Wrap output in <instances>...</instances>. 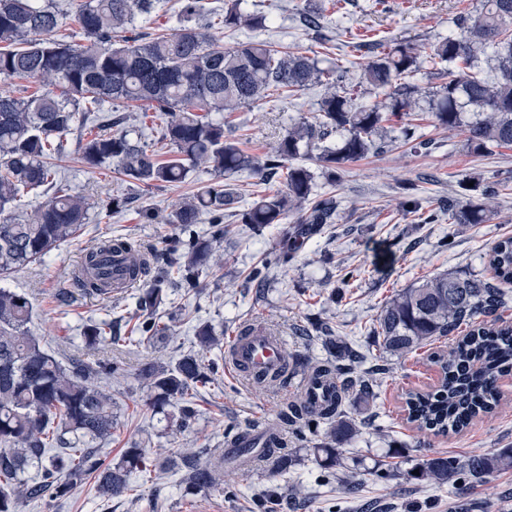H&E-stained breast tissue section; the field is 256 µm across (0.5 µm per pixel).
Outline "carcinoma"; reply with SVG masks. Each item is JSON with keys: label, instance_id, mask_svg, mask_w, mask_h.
I'll use <instances>...</instances> for the list:
<instances>
[{"label": "carcinoma", "instance_id": "carcinoma-1", "mask_svg": "<svg viewBox=\"0 0 512 512\" xmlns=\"http://www.w3.org/2000/svg\"><path fill=\"white\" fill-rule=\"evenodd\" d=\"M157 0H78L74 21L83 36L76 42L60 36L63 14L53 0H0V275L39 261L72 239L88 223L90 204L58 185L52 160L66 151L67 136L80 129V159L90 169L113 168L125 181L151 189L186 181L194 172L210 175L197 183L174 210L169 224H199L210 216L208 237L187 251L158 264L155 252L123 238H104L90 247L73 272L71 287L60 288L64 304L79 292L109 299L121 278L143 276L136 311L143 321L136 336H117L112 323L93 322L83 332L90 349L101 345L140 346L172 334L170 322L158 313L167 289L180 285L198 291L199 274L210 267L214 243L224 238V211L239 203L235 185L224 181L248 173L262 181L282 179L283 189L265 193L239 211L240 223L254 229L281 224L284 253L291 254L323 226L334 221L336 201L314 190V176L294 161L317 151L314 161L334 183L338 170L381 149L376 135L382 123L416 108L417 85L410 78L422 64L446 63V81L433 92L435 125L451 131L466 127L476 151L512 145V0H483L477 16L462 17L463 33L448 36L422 52L411 41L377 51L361 66L360 85L386 97L357 102L355 87L343 84L346 68L319 55L280 50L249 39L224 46L212 33V18L226 29L251 31L266 27L267 15L241 8L242 0H226L218 13L207 0H181L179 26L153 34L137 18L149 15ZM494 49L496 76L483 78L480 67L487 49ZM17 80L35 85L21 90ZM311 85L324 87L313 121L291 124L277 146L264 156L248 153L241 142L224 134V114L269 102ZM134 103L137 117L162 120L161 138L169 156L133 136V127L116 115L101 120L106 102ZM41 190L49 197L25 215L15 213L21 198ZM471 195L452 205L457 224H483L494 186L475 183ZM494 278L512 283V237L499 239L488 253ZM508 303L498 286L456 271L439 273L392 295L376 318L383 349L405 357L461 326L468 328L437 358L440 378L428 392L408 391V420L421 431L459 433L482 414L494 412L499 381L512 371V325L493 326L477 320ZM32 303L22 293L0 288V512H17L20 502L63 498L91 477L97 494L121 496L134 472L148 470L145 449L134 445L116 462L99 456L116 424L107 378L117 371L97 359L65 366L32 335L28 324ZM197 350L169 363L142 365L139 378L149 392L150 406L163 410L182 404L175 431L185 432L194 414L192 398L213 385L214 362L208 354L221 338L208 323L194 327ZM306 376H330L343 398L358 385L352 370L331 362H308ZM343 404L320 412L309 409L301 395L279 412L285 426L325 421L329 425L318 450L336 460L337 442L354 427L344 419ZM183 455L188 489L216 490L224 485V455L208 451ZM33 467L35 481L23 478ZM512 468V448L474 457L471 475ZM415 479L444 485L453 480L457 461L438 456L417 464Z\"/></svg>", "mask_w": 512, "mask_h": 512}]
</instances>
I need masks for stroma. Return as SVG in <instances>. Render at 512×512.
<instances>
[{
  "instance_id": "35a3bbf8",
  "label": "stroma",
  "mask_w": 512,
  "mask_h": 512,
  "mask_svg": "<svg viewBox=\"0 0 512 512\" xmlns=\"http://www.w3.org/2000/svg\"><path fill=\"white\" fill-rule=\"evenodd\" d=\"M246 5L266 13L265 28L252 34L214 28L225 46L252 35L346 65L367 62V46L375 42L434 43L457 31L462 14H478L482 0H342L337 6L331 0H247ZM308 11L324 13L321 34L303 26ZM320 98V88L312 86L271 105L243 109L232 116L236 134L246 150L262 152L284 134L290 121L312 119ZM401 121L416 125L427 148L399 144L347 165L336 183L319 181L320 192L336 200L334 222L290 261L276 259L277 227L255 230L239 223L233 211H225L224 241L210 272L199 278L201 291L168 289L159 308L174 318L172 336L118 354L122 372L107 382L118 424L101 453L112 460L138 443L162 455L165 467L153 482L143 483L141 474L133 473L130 492L105 504L88 479L62 499L22 502L18 512H512V469L480 478L463 472L457 481L440 486L410 479L405 468L394 470L384 463L398 446L411 459L447 455L461 464L471 456L512 447V374L500 383L495 412L477 417L458 434H424L408 421L401 396L436 385L438 368L432 358L447 350L449 340L438 338L399 358L383 350L374 329L377 313L397 290L449 270L491 279L485 255L499 238L512 236V146L477 153L463 129L442 130L430 113L413 112ZM57 165L63 184L89 198L90 219L75 238L0 279V286L26 294L33 305L31 331L69 364L90 356L81 339L86 325L110 321L124 336L134 324L131 290L109 300L78 294L65 305L55 300L84 251L100 239L121 235L164 253L188 243L203 227L186 229L165 221L173 205L192 193L196 179L151 190L134 186L114 171L87 168L73 134ZM465 177L499 189L487 223L448 221L446 203L463 196L460 181ZM117 194L131 199L119 214L112 211ZM410 198L432 214L431 223L408 215ZM256 268L265 277L260 288L248 279ZM204 321L228 338L248 325L281 336L294 360L292 385L259 389L220 365L214 386L196 399L190 432L180 435L147 405L148 392L137 372L145 362L166 363L191 350L193 328ZM329 335L366 354L359 373L375 379L372 399L354 398L344 405L355 431L337 444L335 464L316 457L325 424L289 427L283 431L284 452L290 458L286 473L274 472L271 460L263 458L252 471L225 477L223 489L189 493L181 449L220 448L226 435L274 419L301 392L305 361H334L335 351L325 342Z\"/></svg>"
}]
</instances>
